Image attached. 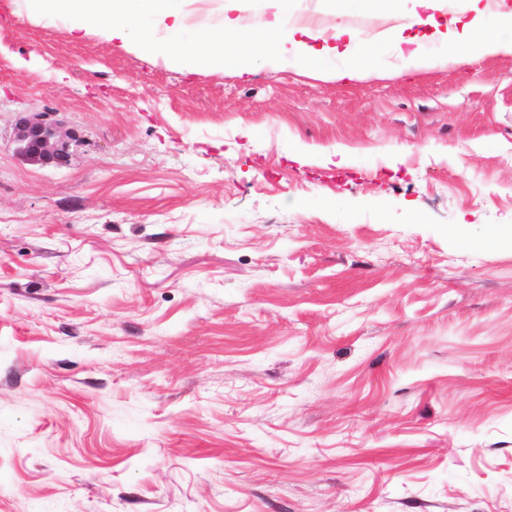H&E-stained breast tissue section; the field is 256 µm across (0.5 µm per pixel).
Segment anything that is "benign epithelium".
Masks as SVG:
<instances>
[{
	"mask_svg": "<svg viewBox=\"0 0 512 512\" xmlns=\"http://www.w3.org/2000/svg\"><path fill=\"white\" fill-rule=\"evenodd\" d=\"M16 151L27 161L39 165H60L69 158L70 140L59 123L38 114L19 120Z\"/></svg>",
	"mask_w": 512,
	"mask_h": 512,
	"instance_id": "obj_1",
	"label": "benign epithelium"
}]
</instances>
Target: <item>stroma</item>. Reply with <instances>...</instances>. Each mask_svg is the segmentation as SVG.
Masks as SVG:
<instances>
[{"label": "stroma", "mask_w": 512, "mask_h": 512, "mask_svg": "<svg viewBox=\"0 0 512 512\" xmlns=\"http://www.w3.org/2000/svg\"><path fill=\"white\" fill-rule=\"evenodd\" d=\"M504 224L512 57L187 74L0 0V512H512ZM38 114L19 120L16 151L27 161L39 165H60L68 160L70 140L60 131L57 121ZM289 156L292 160L301 164H309L311 157L318 159V163L342 166L351 163V155L348 151L337 149L334 151L320 150L302 143H295L289 147Z\"/></svg>", "instance_id": "stroma-1"}]
</instances>
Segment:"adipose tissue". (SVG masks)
<instances>
[{"label":"adipose tissue","mask_w":512,"mask_h":512,"mask_svg":"<svg viewBox=\"0 0 512 512\" xmlns=\"http://www.w3.org/2000/svg\"><path fill=\"white\" fill-rule=\"evenodd\" d=\"M195 0H14L18 14L62 22L77 38L96 36L186 73L205 69L244 77L288 64L326 82L395 78L412 70L512 57V9L502 0H464L449 17L444 0H349L355 11H380L386 28L366 37L345 23L300 16L295 0H267L245 17L240 0H222L210 22ZM396 64H383L385 51Z\"/></svg>","instance_id":"adipose-tissue-1"}]
</instances>
